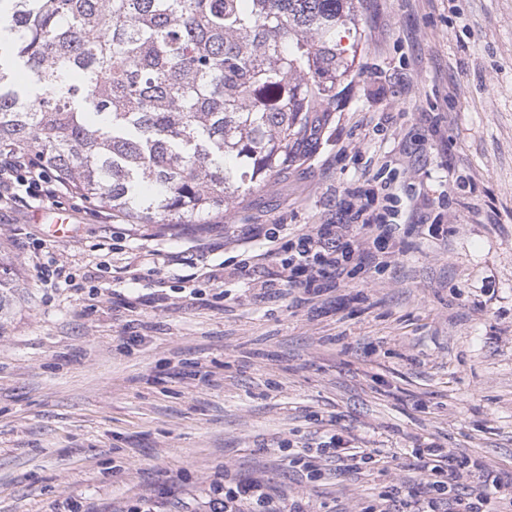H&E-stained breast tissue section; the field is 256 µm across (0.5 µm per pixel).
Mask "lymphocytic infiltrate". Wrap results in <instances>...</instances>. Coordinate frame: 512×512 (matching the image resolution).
Returning a JSON list of instances; mask_svg holds the SVG:
<instances>
[{"mask_svg":"<svg viewBox=\"0 0 512 512\" xmlns=\"http://www.w3.org/2000/svg\"><path fill=\"white\" fill-rule=\"evenodd\" d=\"M70 188L58 176L48 174L42 160L18 149L0 150V208L34 203L45 207L69 195ZM339 221L321 224L312 232L300 233L271 248L281 269L282 280L305 293H319L323 282L348 277L365 264L382 266L403 253L401 225L431 223L429 200L424 195H399L392 178L374 176L370 188L351 191L338 210ZM316 452L336 459L348 470H357L372 451L358 448L336 433L324 432ZM417 469L426 478L427 495L402 501L400 512H512V480H503L479 461L459 457L435 445L416 449ZM477 473L478 483L468 494H460L458 480ZM207 512H300L274 503L262 483L229 482L214 492L206 503Z\"/></svg>","mask_w":512,"mask_h":512,"instance_id":"obj_1","label":"lymphocytic infiltrate"}]
</instances>
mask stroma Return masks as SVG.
<instances>
[{
	"label": "stroma",
	"instance_id": "stroma-1",
	"mask_svg": "<svg viewBox=\"0 0 512 512\" xmlns=\"http://www.w3.org/2000/svg\"><path fill=\"white\" fill-rule=\"evenodd\" d=\"M355 77L312 153L232 218L136 224L74 199L0 213L24 300L0 321V512H199L225 477L304 512H367L423 494L433 442L512 477V0H360ZM433 239L316 295L224 271L275 272L264 231L335 221L402 143ZM65 266L69 284L51 281ZM374 449L361 472L289 467L323 430Z\"/></svg>",
	"mask_w": 512,
	"mask_h": 512
}]
</instances>
